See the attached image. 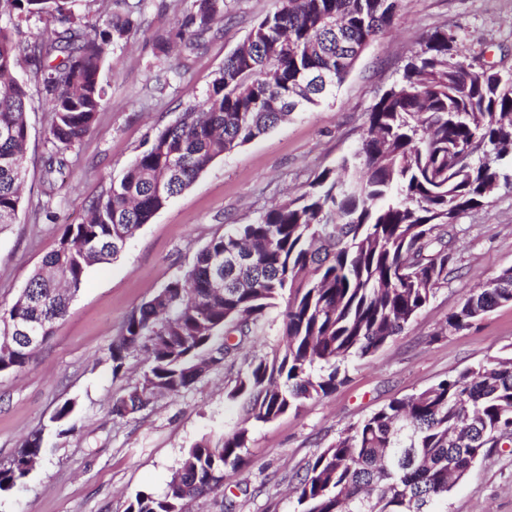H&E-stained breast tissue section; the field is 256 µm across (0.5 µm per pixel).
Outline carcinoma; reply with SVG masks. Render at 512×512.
I'll return each mask as SVG.
<instances>
[{"label": "carcinoma", "instance_id": "cac0c4a2", "mask_svg": "<svg viewBox=\"0 0 512 512\" xmlns=\"http://www.w3.org/2000/svg\"><path fill=\"white\" fill-rule=\"evenodd\" d=\"M76 0H0V226L15 223L28 142L27 84L40 81L52 113L47 177L65 163L106 100L101 79L109 49L137 29L134 10L93 21ZM246 42L224 60L203 107H189L159 130L121 178L69 224L26 287L0 307V374H17L35 351L12 342L18 315L42 330L64 318L89 267L116 259L216 159L252 141L292 112L332 96L365 45L389 27L399 0H278ZM227 0H190L157 49L200 46L224 19ZM50 16L55 27L26 34L21 22ZM436 29L373 104L359 146L325 168L296 197L250 224H229L197 253L192 268L133 309L112 343V374L129 352L146 353L140 385L125 400L143 409L176 395L213 364L235 360L244 338L278 310L282 345L245 361L227 398L249 400V419L267 423L297 412L344 383L342 366L400 335L448 284L456 219L483 205L487 186L508 179L512 155V75L453 52ZM512 303V267L482 283L448 327L463 330ZM249 430L238 428L189 449L165 492L141 491L128 512H186L220 487L224 467H241ZM512 447V356L496 357L392 401L344 429L313 456L294 487L298 512H446L451 487L473 465ZM46 451L32 434L8 466L0 493L23 484Z\"/></svg>", "mask_w": 512, "mask_h": 512}]
</instances>
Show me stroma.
<instances>
[{
	"label": "stroma",
	"mask_w": 512,
	"mask_h": 512,
	"mask_svg": "<svg viewBox=\"0 0 512 512\" xmlns=\"http://www.w3.org/2000/svg\"><path fill=\"white\" fill-rule=\"evenodd\" d=\"M277 0H229L205 46L159 53L158 35L175 26L188 0H140V26L109 51L101 77L107 100L93 129L65 153L62 172L46 178L50 112L29 80V140L23 202L16 223L0 228V305L12 303L65 225L84 221L90 203L118 179L147 141L192 105H202L215 73L274 11ZM458 36L467 58L512 72V0H400L392 26L370 43L335 97L294 113L267 134L216 159L195 182L143 225L116 260L91 266L66 317L19 374L0 375V464L24 439L44 430L51 448L25 486L0 495V512H127L138 492L164 491L187 451L204 439L248 427L246 464L225 468L224 486L192 500L190 512H296L289 487L307 462L393 399L512 355V304L468 329H446L472 288L512 267V179L500 181L482 207L454 225L457 261L416 320L372 356L347 365L337 391L268 423L247 421L244 401L226 398L239 367L226 364L181 393L155 398L140 412L112 415L113 400L137 385L145 358L127 356L112 374L110 348L129 313L229 224L252 223L288 201L315 173L352 152L367 113L398 78L407 56L431 31ZM76 407L66 433L50 417ZM447 512H512V447L475 464L448 494Z\"/></svg>",
	"instance_id": "stroma-1"
}]
</instances>
